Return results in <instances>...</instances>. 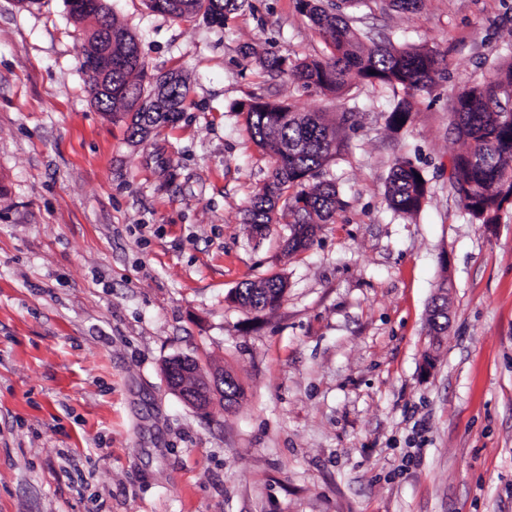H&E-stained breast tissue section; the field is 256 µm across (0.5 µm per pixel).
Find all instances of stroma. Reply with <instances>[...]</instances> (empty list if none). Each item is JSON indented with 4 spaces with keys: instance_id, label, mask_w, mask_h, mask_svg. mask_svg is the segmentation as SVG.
Returning <instances> with one entry per match:
<instances>
[{
    "instance_id": "1",
    "label": "stroma",
    "mask_w": 512,
    "mask_h": 512,
    "mask_svg": "<svg viewBox=\"0 0 512 512\" xmlns=\"http://www.w3.org/2000/svg\"><path fill=\"white\" fill-rule=\"evenodd\" d=\"M105 4L148 73L190 86L140 142L93 102L96 20L0 0V512H512V204L477 224L448 183L451 104L512 58V0L350 8L374 41L444 57L411 94L269 76L271 52L329 53L298 0H245L220 26ZM256 97L345 140L322 170L344 207L300 254L285 218L260 240L242 221L270 169L239 110ZM399 160L427 181L413 215L385 199ZM274 274L280 305L230 300ZM174 357L242 396L191 407L166 384Z\"/></svg>"
}]
</instances>
